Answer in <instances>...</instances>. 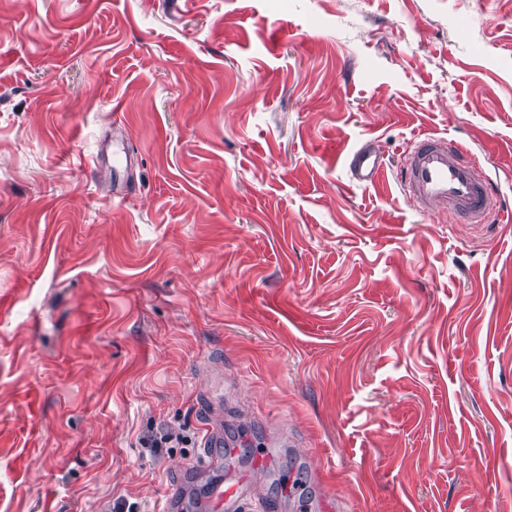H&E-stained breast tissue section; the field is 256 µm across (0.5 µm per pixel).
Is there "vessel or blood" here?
Here are the masks:
<instances>
[{
  "mask_svg": "<svg viewBox=\"0 0 512 512\" xmlns=\"http://www.w3.org/2000/svg\"><path fill=\"white\" fill-rule=\"evenodd\" d=\"M350 178L354 183L368 185L384 171L380 152L362 144L347 158ZM407 201L422 211L437 205L447 206L449 214L459 215L473 224L486 223L501 216L503 208L494 190L483 175L480 165L466 156L464 146L447 139L428 135L417 139L406 155V168L400 179ZM223 441L216 428L204 436L211 453L203 460L205 470L218 471V478L208 488L209 512H239L251 498L252 488L247 475L223 474V458L214 455V447Z\"/></svg>",
  "mask_w": 512,
  "mask_h": 512,
  "instance_id": "b4317fda",
  "label": "vessel or blood"
}]
</instances>
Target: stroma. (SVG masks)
Segmentation results:
<instances>
[{"instance_id":"1","label":"stroma","mask_w":512,"mask_h":512,"mask_svg":"<svg viewBox=\"0 0 512 512\" xmlns=\"http://www.w3.org/2000/svg\"><path fill=\"white\" fill-rule=\"evenodd\" d=\"M423 134L512 203V0H0V512L201 497L215 418L268 512H512V223ZM466 153L464 146L442 137L417 138L407 151V167L400 179L407 201L422 211L445 205L448 215L458 214L472 224L500 217L501 201L480 165L467 159ZM350 178L361 185L373 184L384 172V162L380 152L368 143L355 149L347 158Z\"/></svg>"}]
</instances>
